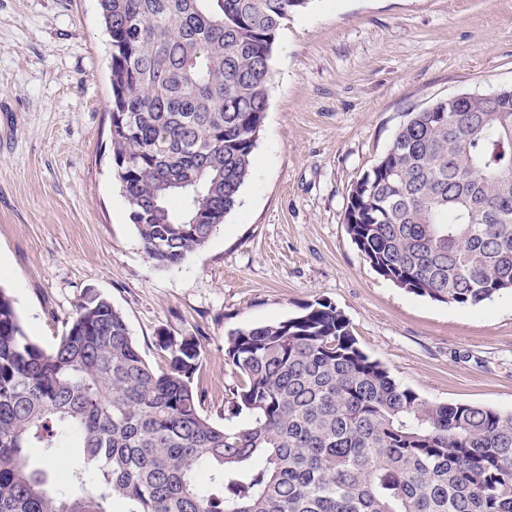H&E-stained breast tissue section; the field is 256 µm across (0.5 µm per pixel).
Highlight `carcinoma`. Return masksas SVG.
Here are the masks:
<instances>
[{
	"mask_svg": "<svg viewBox=\"0 0 512 512\" xmlns=\"http://www.w3.org/2000/svg\"><path fill=\"white\" fill-rule=\"evenodd\" d=\"M309 3L99 0L112 160L156 267L202 248L234 208L278 30ZM344 220L412 294L474 307L511 291L512 87L410 114L351 185ZM158 346L163 370L90 292L47 353L0 288V512H512V410L400 385L331 303L229 332L239 426L203 413L198 339Z\"/></svg>",
	"mask_w": 512,
	"mask_h": 512,
	"instance_id": "1",
	"label": "carcinoma"
}]
</instances>
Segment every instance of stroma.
<instances>
[{
    "mask_svg": "<svg viewBox=\"0 0 512 512\" xmlns=\"http://www.w3.org/2000/svg\"><path fill=\"white\" fill-rule=\"evenodd\" d=\"M111 45L98 0H0V288L52 349L87 292L157 369L160 333L198 337L194 383L224 421L235 329L329 302L425 399L512 410V293L448 305L379 276L344 215L409 113L512 86V0H311L284 20L250 178L207 244L157 268L109 141Z\"/></svg>",
    "mask_w": 512,
    "mask_h": 512,
    "instance_id": "obj_1",
    "label": "stroma"
}]
</instances>
